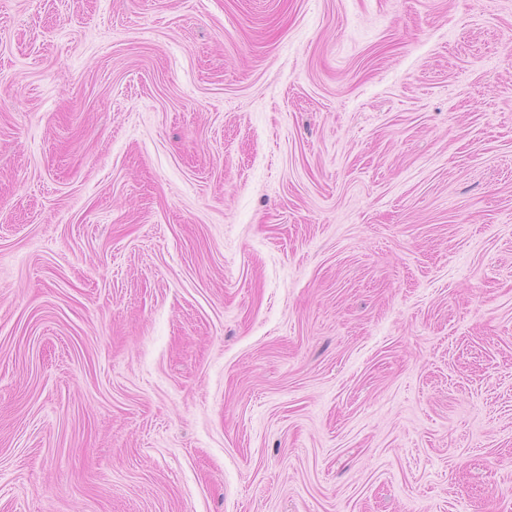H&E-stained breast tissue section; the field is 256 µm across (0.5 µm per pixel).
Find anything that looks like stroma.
Here are the masks:
<instances>
[{
  "label": "stroma",
  "mask_w": 512,
  "mask_h": 512,
  "mask_svg": "<svg viewBox=\"0 0 512 512\" xmlns=\"http://www.w3.org/2000/svg\"><path fill=\"white\" fill-rule=\"evenodd\" d=\"M0 512H512V0H0Z\"/></svg>",
  "instance_id": "35a3bbf8"
}]
</instances>
